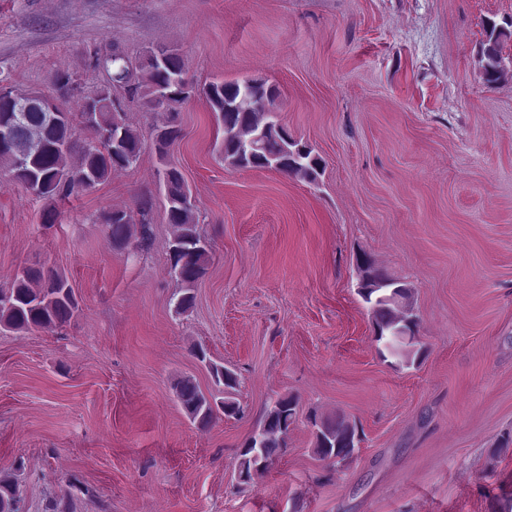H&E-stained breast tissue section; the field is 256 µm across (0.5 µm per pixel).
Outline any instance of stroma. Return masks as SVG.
Wrapping results in <instances>:
<instances>
[{"label":"stroma","instance_id":"stroma-1","mask_svg":"<svg viewBox=\"0 0 512 512\" xmlns=\"http://www.w3.org/2000/svg\"><path fill=\"white\" fill-rule=\"evenodd\" d=\"M512 0H0V79L53 95L92 56L163 44L197 86L262 78L324 161L316 181L234 169L202 94L155 149V113L128 104L137 164L49 202L0 180V283L66 276L79 310L55 331H0V470L24 461L25 512H503L512 506V41L483 76L486 20ZM177 167L212 245L195 305L176 314L163 186ZM148 207L147 238L106 237L112 208ZM55 209L56 221L44 213ZM408 284L419 355L381 357L355 258ZM202 346L200 362L190 352ZM234 370L241 413L199 431L174 383L216 397ZM298 397L288 448L250 484L240 444ZM341 413L362 440L328 466L307 416Z\"/></svg>","mask_w":512,"mask_h":512}]
</instances>
